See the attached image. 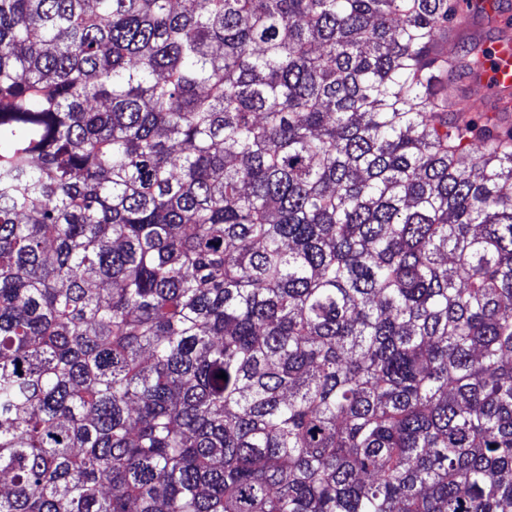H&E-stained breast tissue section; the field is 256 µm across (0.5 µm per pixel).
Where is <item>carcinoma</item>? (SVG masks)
I'll list each match as a JSON object with an SVG mask.
<instances>
[{"label": "carcinoma", "mask_w": 512, "mask_h": 512, "mask_svg": "<svg viewBox=\"0 0 512 512\" xmlns=\"http://www.w3.org/2000/svg\"><path fill=\"white\" fill-rule=\"evenodd\" d=\"M491 55L460 0H0V512H512Z\"/></svg>", "instance_id": "obj_1"}]
</instances>
